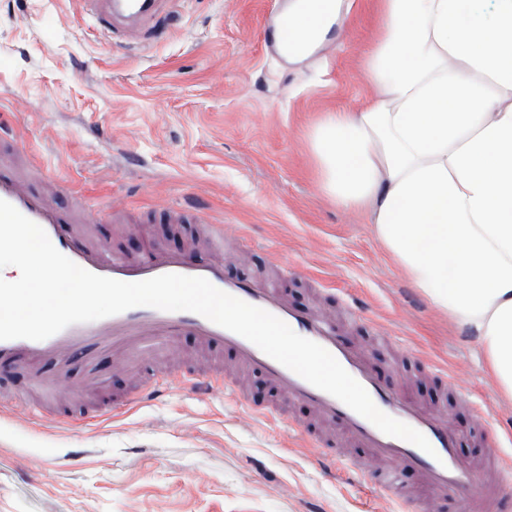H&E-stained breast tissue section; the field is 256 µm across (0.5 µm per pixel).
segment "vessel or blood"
I'll list each match as a JSON object with an SVG mask.
<instances>
[{
	"label": "vessel or blood",
	"mask_w": 512,
	"mask_h": 512,
	"mask_svg": "<svg viewBox=\"0 0 512 512\" xmlns=\"http://www.w3.org/2000/svg\"><path fill=\"white\" fill-rule=\"evenodd\" d=\"M84 3L97 24L110 31L124 19L151 18L156 12L157 0H84ZM0 199L40 225L58 251L94 274L125 282L169 273L200 276L218 289L279 317L300 336L326 348L365 387L381 411L423 433L434 451L429 454L407 441L385 435L367 419L267 356L250 341L208 319L192 312H169L145 306L68 326L42 341H0V362L23 366L32 374L29 385L32 395L16 402V409L51 418L58 425L73 424V417L58 412L63 403L75 398L65 381L72 368L80 364L87 371L85 392L105 390L108 382L101 378L98 363L107 354L120 371L135 376L134 403L153 401L173 389L174 383L141 374V363L160 346L190 336L201 352L229 355L240 368L265 375L277 393L309 406L316 418L337 429L342 440L366 449L371 459L382 465L379 486L402 504L404 512H422L427 505L434 512H440L448 501L464 494L470 495L473 503L484 504L491 512H497L500 500L490 494L487 465L461 458L456 437L445 417L405 389L383 383L371 370L363 352L344 342L335 321L323 312L294 308L279 289L266 282L226 279L224 265L217 259L199 264L184 251L151 249L144 258L132 260L90 238L74 225L72 215L60 211L47 196L19 177L0 176ZM47 363L54 368L48 376L41 371ZM184 378L192 389L202 393L223 388L228 382L220 366L196 375L188 372ZM403 467L413 468L420 474L417 496H407L395 480Z\"/></svg>",
	"instance_id": "b4317fda"
}]
</instances>
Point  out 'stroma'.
Wrapping results in <instances>:
<instances>
[{"mask_svg": "<svg viewBox=\"0 0 512 512\" xmlns=\"http://www.w3.org/2000/svg\"><path fill=\"white\" fill-rule=\"evenodd\" d=\"M282 0H162L155 18L113 36L81 0H0V148L60 177L55 202L82 211L101 242L132 258L139 226L156 247L191 248L199 224L166 222L202 204L223 225L224 274L288 271L289 301L364 309L343 327L385 382L439 409L465 458L484 455V408L512 459V406L479 344L438 313L382 250L364 215L320 191L308 134L325 113L375 93L364 60L380 0H355L324 57L291 66L274 40ZM117 220L98 223L99 206ZM382 326L400 341L385 349ZM452 372L443 387L433 367ZM371 481L317 462L309 435L249 415L226 390L183 388L87 425L0 416V512H394Z\"/></svg>", "mask_w": 512, "mask_h": 512, "instance_id": "35a3bbf8", "label": "stroma"}]
</instances>
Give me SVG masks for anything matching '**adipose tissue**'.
Listing matches in <instances>:
<instances>
[{
	"mask_svg": "<svg viewBox=\"0 0 512 512\" xmlns=\"http://www.w3.org/2000/svg\"><path fill=\"white\" fill-rule=\"evenodd\" d=\"M366 59L376 96L310 144L321 191L364 214L414 288L476 336L512 405V0H381ZM352 0H285L298 63Z\"/></svg>",
	"mask_w": 512,
	"mask_h": 512,
	"instance_id": "ef3b65f1",
	"label": "adipose tissue"
}]
</instances>
